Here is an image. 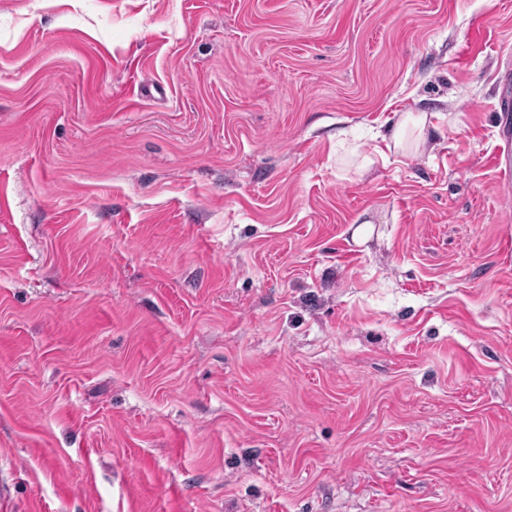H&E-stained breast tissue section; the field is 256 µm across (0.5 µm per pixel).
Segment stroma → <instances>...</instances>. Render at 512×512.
<instances>
[{"label": "stroma", "instance_id": "obj_1", "mask_svg": "<svg viewBox=\"0 0 512 512\" xmlns=\"http://www.w3.org/2000/svg\"><path fill=\"white\" fill-rule=\"evenodd\" d=\"M510 69L512 0H0V512H512ZM406 116L388 128V134L382 137L384 149L376 147L374 155L365 157V164L371 166L377 162V156L382 162L390 160V156L405 155L417 152L429 139L430 128L434 125L429 121L427 112L413 114L405 113Z\"/></svg>", "mask_w": 512, "mask_h": 512}]
</instances>
